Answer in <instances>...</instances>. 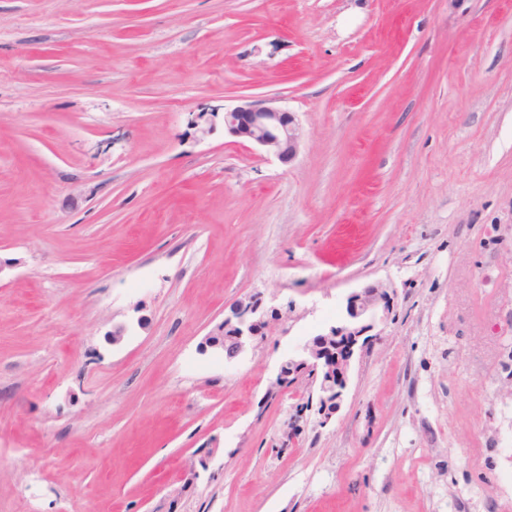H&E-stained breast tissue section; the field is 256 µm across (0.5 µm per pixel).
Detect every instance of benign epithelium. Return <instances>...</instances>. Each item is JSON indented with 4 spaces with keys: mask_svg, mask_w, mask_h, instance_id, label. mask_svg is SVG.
<instances>
[{
    "mask_svg": "<svg viewBox=\"0 0 512 512\" xmlns=\"http://www.w3.org/2000/svg\"><path fill=\"white\" fill-rule=\"evenodd\" d=\"M224 131L241 142L253 144L283 163H291L298 154L303 130L295 113L274 105L272 100L243 97L231 109L224 110ZM389 312L384 293L377 288H366L348 296L345 318L305 344L296 359L281 363L278 379L303 371L314 370L319 394L321 423L330 422L340 406L349 380L351 361L356 347L365 333L374 327L378 309ZM226 326L234 329L229 340L205 345L222 347L224 358L233 360L249 346L254 347L264 339L266 320L251 303L241 302L231 309V316L224 319Z\"/></svg>",
    "mask_w": 512,
    "mask_h": 512,
    "instance_id": "benign-epithelium-1",
    "label": "benign epithelium"
}]
</instances>
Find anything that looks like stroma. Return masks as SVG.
Segmentation results:
<instances>
[{"instance_id": "1", "label": "stroma", "mask_w": 512, "mask_h": 512, "mask_svg": "<svg viewBox=\"0 0 512 512\" xmlns=\"http://www.w3.org/2000/svg\"><path fill=\"white\" fill-rule=\"evenodd\" d=\"M373 285L321 424L278 368ZM510 355L512 0H0V512H512ZM274 102L253 97L239 99L236 106L224 110V131L289 164L297 157L303 130L294 112ZM258 312V307L252 303L240 302L233 306L231 309V317L224 319L226 327H232L235 331L234 335L224 343V339L217 342L210 341L214 336H208L205 341L206 347L216 348L222 346L224 350V358L233 360L237 358L249 346L254 347L262 342L265 336L263 331L265 329L266 320L265 314L258 317L255 315ZM236 320V324L232 325V319Z\"/></svg>"}]
</instances>
